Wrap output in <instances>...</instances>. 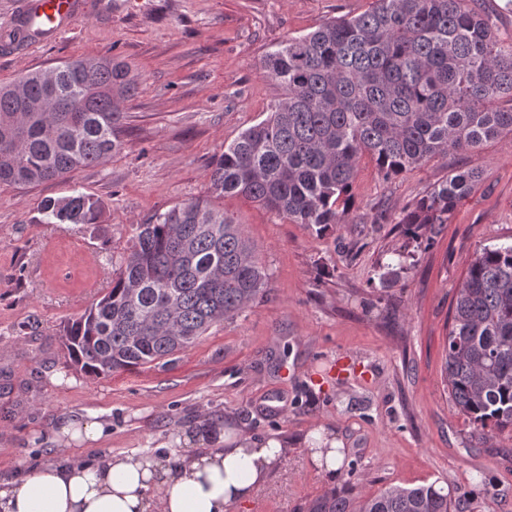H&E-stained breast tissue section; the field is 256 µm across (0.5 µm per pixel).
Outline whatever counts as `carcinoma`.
<instances>
[{"mask_svg": "<svg viewBox=\"0 0 512 512\" xmlns=\"http://www.w3.org/2000/svg\"><path fill=\"white\" fill-rule=\"evenodd\" d=\"M283 95L215 160L207 194L136 227L111 288L69 321L70 366L110 377L195 346L263 298L267 274L243 226L216 201L243 196L324 234L353 206L357 162L387 179L512 133V41L479 0H372L268 51ZM138 89L128 63L65 61L0 85V185L63 180L121 146L122 105ZM478 181L456 170L397 217L419 238L446 224ZM44 220L97 229L103 203L75 192L44 201ZM444 381L484 429H512V244L483 248L458 288ZM309 512H470L436 484L359 500L327 493Z\"/></svg>", "mask_w": 512, "mask_h": 512, "instance_id": "obj_1", "label": "carcinoma"}]
</instances>
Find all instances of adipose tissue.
I'll return each mask as SVG.
<instances>
[{"label": "adipose tissue", "mask_w": 512, "mask_h": 512, "mask_svg": "<svg viewBox=\"0 0 512 512\" xmlns=\"http://www.w3.org/2000/svg\"><path fill=\"white\" fill-rule=\"evenodd\" d=\"M101 435L96 422L62 426L65 456L0 479V512H228L266 487L288 451L277 436L237 435L210 448L187 434L174 458L133 451L76 461L73 442Z\"/></svg>", "instance_id": "adipose-tissue-1"}]
</instances>
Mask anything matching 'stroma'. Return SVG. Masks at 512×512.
I'll return each mask as SVG.
<instances>
[{"mask_svg": "<svg viewBox=\"0 0 512 512\" xmlns=\"http://www.w3.org/2000/svg\"><path fill=\"white\" fill-rule=\"evenodd\" d=\"M45 45L0 47V83L86 56L140 76L121 148L31 187L0 186V475L56 461L61 423H100L81 459L158 449L182 430L287 439L272 482L228 512H307L332 492L361 499L436 484L472 512H512V431H479L443 381L450 315L469 263L512 243V133L384 179L361 158L347 223L320 235L241 196L224 200L270 279L263 300L170 363L109 377L67 367L63 328L112 284L136 225L204 195L213 160L282 90L266 51L370 0H87ZM458 169L478 173L448 223L407 242L395 217ZM82 192L103 229L42 223L45 200ZM409 256L396 282L379 272ZM342 442L336 482L309 466L315 431Z\"/></svg>", "mask_w": 512, "mask_h": 512, "instance_id": "1", "label": "stroma"}]
</instances>
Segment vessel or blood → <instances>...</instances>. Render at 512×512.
Returning <instances> with one entry per match:
<instances>
[{"label": "vessel or blood", "instance_id": "1", "mask_svg": "<svg viewBox=\"0 0 512 512\" xmlns=\"http://www.w3.org/2000/svg\"><path fill=\"white\" fill-rule=\"evenodd\" d=\"M83 13V0H26L18 15L28 23L25 41L46 44L71 29Z\"/></svg>", "mask_w": 512, "mask_h": 512}]
</instances>
